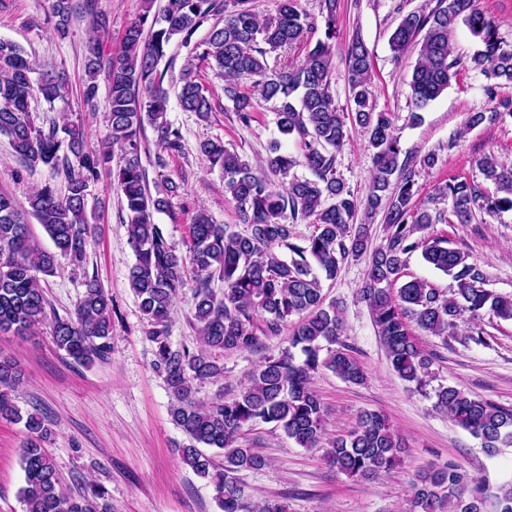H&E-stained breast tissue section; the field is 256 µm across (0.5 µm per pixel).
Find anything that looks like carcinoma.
I'll use <instances>...</instances> for the list:
<instances>
[{
  "label": "carcinoma",
  "instance_id": "obj_1",
  "mask_svg": "<svg viewBox=\"0 0 512 512\" xmlns=\"http://www.w3.org/2000/svg\"><path fill=\"white\" fill-rule=\"evenodd\" d=\"M89 0H53L51 20L56 35L68 37L73 19ZM339 0H322L321 18L307 13L300 0H281L277 15L259 16L252 0H166L163 10L150 16L151 7L126 28L118 53L105 58L100 39L87 46L89 80L83 97L97 98L96 73L108 74L109 132L95 150H85L82 131L68 121L48 128L35 125L30 111L34 93L49 106L65 96L60 72L36 71L16 43L0 39V135L9 138L14 153L25 166L66 172V192L44 184L29 197L28 212L19 210L13 198L0 193V332L23 336L47 320L48 301L42 282L56 273L58 260L80 264L86 257L92 225L86 212L87 189L101 172L112 170V180L127 214L129 243L136 262L129 277L155 344L154 368L163 377L173 398L172 421L187 436L178 449L181 461L209 479L222 512H286L279 502L251 505L243 499L236 473L259 470L266 460L242 442L247 429L262 422L282 429L301 448L317 447L324 435V411L310 388L311 374L325 368L352 384L365 381L364 369L341 340L345 327L336 303L324 305L320 279L311 263L336 279L340 264L369 255L361 296L369 305L386 358L404 380L425 384L433 363L417 344L410 322L434 336H448L457 321L470 313L473 330L479 313L488 310L512 320V299L484 288V274L469 254L448 246L444 238H424L419 233L431 224L446 221L462 226L479 214L497 217L512 212V165L484 156L480 170L493 182L496 193L455 177L436 187L434 204L448 202V214L414 202L418 194L415 168L431 169L438 154L400 158V139L387 113L376 111L372 101L373 58L361 36L346 44L350 111L336 106L331 92L332 41L336 39ZM389 37L393 53L400 57L413 50V117L442 95L460 74L462 62L453 55L451 38L460 23L478 43L469 58L470 68L495 83L512 84V45L498 37L495 23L479 6V0H435V5L404 11ZM324 27V38L311 36ZM205 37L194 44V56L182 69L178 101L186 112L206 120L215 110L202 72L211 69L224 79V96L233 102L238 121L248 126L255 119L252 93L277 103L279 133L296 141L302 160L281 152L280 142L270 147L264 166L253 167L220 139L199 144V154L224 173V193L233 203L249 233L215 224L200 210L190 224V241L182 253L171 245L154 214L169 206L176 186L165 185L151 193L142 163L144 130L158 133V147L181 152L179 129L167 120L168 95L162 88L160 61L171 41L185 45L202 27ZM281 53L278 67L267 57ZM302 53L301 61L294 56ZM38 74L32 79V74ZM359 129L374 150V168L366 200L359 201L336 177L337 156L349 136ZM121 157L111 167L112 147ZM313 178L289 177L297 165ZM367 217L382 214L384 243L370 248V225L356 224L359 208ZM33 215L52 239L48 251L35 241L26 214ZM308 221L314 234L304 243L294 241L292 225ZM421 251L423 260L456 283L445 296L426 281L400 282L408 258ZM194 282V317L202 349L175 347L169 340L171 310L178 291ZM224 284L222 293L212 286ZM85 291L74 313L54 316L51 332L56 348L74 361L89 365L111 354L112 300L97 279L84 283ZM299 318L289 333V347L269 356L250 374L238 394L208 407L194 399V382L216 379L224 373L212 353L247 351L263 337L282 334L288 319ZM331 345L321 357V343ZM19 372L15 361L0 357V417L24 425L29 434L23 448L24 483L18 491L26 512H101L106 490L90 483L78 497L66 494L52 457L42 443L49 429L37 413H22L11 396ZM436 407L486 448L512 445V409L472 398L454 386L441 387ZM223 451L218 464L203 452ZM404 446L384 414L365 413L358 426L331 443L328 463L346 476L371 481L401 460ZM412 512H441L451 504L454 512H484L493 499L495 512H512V487L489 491L475 479H467L449 463L420 472L413 482Z\"/></svg>",
  "mask_w": 512,
  "mask_h": 512
}]
</instances>
